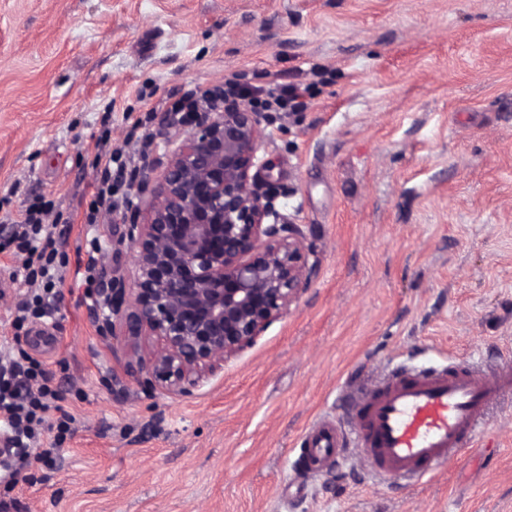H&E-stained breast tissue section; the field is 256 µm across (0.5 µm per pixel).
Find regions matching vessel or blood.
I'll use <instances>...</instances> for the list:
<instances>
[{
	"label": "vessel or blood",
	"instance_id": "vessel-or-blood-1",
	"mask_svg": "<svg viewBox=\"0 0 512 512\" xmlns=\"http://www.w3.org/2000/svg\"><path fill=\"white\" fill-rule=\"evenodd\" d=\"M512 398V360L482 369L461 362L399 364L372 385L343 386L355 427L326 414L306 429L304 476L334 469L352 450L385 482L417 484L459 459L487 431L493 405Z\"/></svg>",
	"mask_w": 512,
	"mask_h": 512
}]
</instances>
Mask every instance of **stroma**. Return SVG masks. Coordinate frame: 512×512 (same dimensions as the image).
<instances>
[{"instance_id": "obj_1", "label": "stroma", "mask_w": 512, "mask_h": 512, "mask_svg": "<svg viewBox=\"0 0 512 512\" xmlns=\"http://www.w3.org/2000/svg\"><path fill=\"white\" fill-rule=\"evenodd\" d=\"M313 86L263 121L256 184L316 271L254 344L188 395L145 390L75 273L45 360L75 418L21 512H512V400L474 450L381 485L360 454L297 487L306 428L396 360L512 355V0H0V236L54 203L70 261L96 143L150 136L183 93ZM129 211L96 227L103 281L131 278Z\"/></svg>"}]
</instances>
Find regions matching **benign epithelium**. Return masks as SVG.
Masks as SVG:
<instances>
[{
    "label": "benign epithelium",
    "instance_id": "1",
    "mask_svg": "<svg viewBox=\"0 0 512 512\" xmlns=\"http://www.w3.org/2000/svg\"><path fill=\"white\" fill-rule=\"evenodd\" d=\"M176 144L139 171L154 185L147 216H131L134 276L101 290L105 321L123 344L127 372L151 390L182 395L251 346L288 312L315 272L306 235L283 223L275 196L254 182L262 115L219 97L192 114Z\"/></svg>",
    "mask_w": 512,
    "mask_h": 512
}]
</instances>
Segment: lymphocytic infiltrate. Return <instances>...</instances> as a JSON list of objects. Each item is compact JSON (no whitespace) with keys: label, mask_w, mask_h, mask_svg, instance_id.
<instances>
[{"label":"lymphocytic infiltrate","mask_w":512,"mask_h":512,"mask_svg":"<svg viewBox=\"0 0 512 512\" xmlns=\"http://www.w3.org/2000/svg\"><path fill=\"white\" fill-rule=\"evenodd\" d=\"M307 98L305 87L276 83L250 104L258 111L303 112L308 108ZM95 162L102 166L103 175L85 216L89 225L111 219L114 212L133 204L131 197L117 195L120 185L134 175L123 149L101 142ZM52 210L49 202L31 204L0 242V252L11 248L22 258L26 290L15 307L12 327L17 331L28 324L56 321L59 287L65 281L69 258L55 245ZM60 399L43 360L31 356L18 341L0 342V433L5 436L0 445V472L7 482H14L18 465L32 458H51L72 435L74 419L69 413L59 412L53 421L47 418L49 411L57 410Z\"/></svg>","instance_id":"1"}]
</instances>
